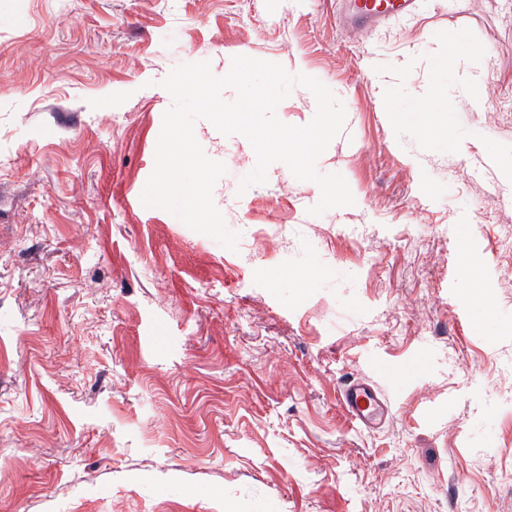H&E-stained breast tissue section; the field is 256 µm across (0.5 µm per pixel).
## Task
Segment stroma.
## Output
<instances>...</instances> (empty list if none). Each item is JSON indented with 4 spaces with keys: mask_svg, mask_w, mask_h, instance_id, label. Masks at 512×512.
Instances as JSON below:
<instances>
[{
    "mask_svg": "<svg viewBox=\"0 0 512 512\" xmlns=\"http://www.w3.org/2000/svg\"><path fill=\"white\" fill-rule=\"evenodd\" d=\"M336 11L0 0V512H512V0ZM239 55L343 104L317 167L355 203L310 215L279 162L239 192L252 146L198 120L232 252L140 196L162 80ZM356 377L380 429L339 405ZM413 0H350L343 22L352 27L365 28L393 11H405ZM340 405L350 419L364 429L381 426L389 415V405L381 390L362 378L342 383Z\"/></svg>",
    "mask_w": 512,
    "mask_h": 512,
    "instance_id": "obj_1",
    "label": "stroma"
}]
</instances>
